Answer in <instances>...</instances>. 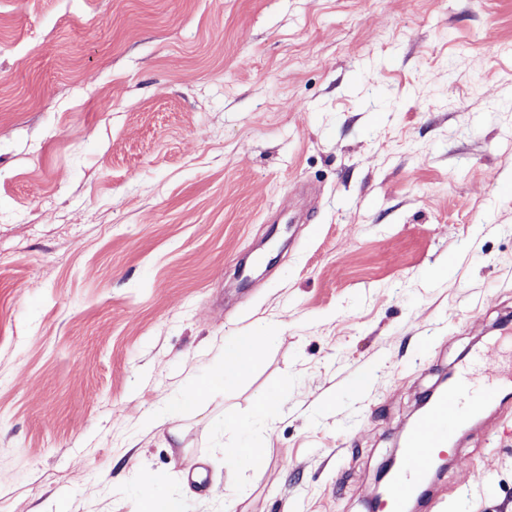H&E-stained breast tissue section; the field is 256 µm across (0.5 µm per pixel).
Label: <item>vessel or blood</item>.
I'll return each instance as SVG.
<instances>
[{
	"label": "vessel or blood",
	"instance_id": "vessel-or-blood-1",
	"mask_svg": "<svg viewBox=\"0 0 512 512\" xmlns=\"http://www.w3.org/2000/svg\"><path fill=\"white\" fill-rule=\"evenodd\" d=\"M505 380L512 382V367L493 373L471 362L460 366L454 379L407 430L403 441L406 465L393 473L380 512H406L407 501L426 487L437 460L450 453L455 429L494 402Z\"/></svg>",
	"mask_w": 512,
	"mask_h": 512
}]
</instances>
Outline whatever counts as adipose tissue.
I'll use <instances>...</instances> for the list:
<instances>
[{
    "label": "adipose tissue",
    "mask_w": 512,
    "mask_h": 512,
    "mask_svg": "<svg viewBox=\"0 0 512 512\" xmlns=\"http://www.w3.org/2000/svg\"><path fill=\"white\" fill-rule=\"evenodd\" d=\"M269 342V336L258 330L233 337L224 346L221 369L214 374L210 384L185 392L179 401L181 408L195 407L207 396L210 389L221 388L240 379L260 359Z\"/></svg>",
    "instance_id": "1"
}]
</instances>
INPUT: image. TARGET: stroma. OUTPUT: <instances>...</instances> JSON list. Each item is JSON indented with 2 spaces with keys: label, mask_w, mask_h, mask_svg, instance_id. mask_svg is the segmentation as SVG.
Returning <instances> with one entry per match:
<instances>
[{
  "label": "stroma",
  "mask_w": 512,
  "mask_h": 512,
  "mask_svg": "<svg viewBox=\"0 0 512 512\" xmlns=\"http://www.w3.org/2000/svg\"><path fill=\"white\" fill-rule=\"evenodd\" d=\"M507 316L512 0H0V512H369ZM431 491L512 512V401ZM271 340V336H266L259 330L234 336L230 342L224 344L222 368L214 374L209 384L185 392L179 401L181 408L195 407L210 390L223 389L225 384L240 379L260 359ZM154 481L155 477L151 473L145 472L141 475V483L144 488L141 512H180L177 501L173 499H160L153 495L152 486Z\"/></svg>",
  "instance_id": "obj_1"
}]
</instances>
